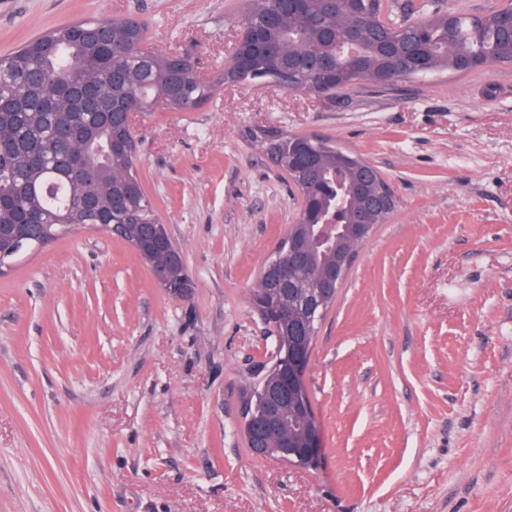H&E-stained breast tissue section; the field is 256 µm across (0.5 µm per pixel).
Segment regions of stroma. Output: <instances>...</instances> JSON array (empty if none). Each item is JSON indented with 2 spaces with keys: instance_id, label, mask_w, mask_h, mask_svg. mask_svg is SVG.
I'll use <instances>...</instances> for the list:
<instances>
[{
  "instance_id": "35a3bbf8",
  "label": "stroma",
  "mask_w": 512,
  "mask_h": 512,
  "mask_svg": "<svg viewBox=\"0 0 512 512\" xmlns=\"http://www.w3.org/2000/svg\"><path fill=\"white\" fill-rule=\"evenodd\" d=\"M242 0H0V56L138 17L201 77ZM321 136L396 206L355 250L306 373L316 466L260 457L244 394L272 339L249 295L297 194L256 131ZM137 170L192 281L169 296L85 227L0 276V512H512V66L326 97L227 84L137 116Z\"/></svg>"
}]
</instances>
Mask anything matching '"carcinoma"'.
Returning <instances> with one entry per match:
<instances>
[{"label": "carcinoma", "mask_w": 512, "mask_h": 512, "mask_svg": "<svg viewBox=\"0 0 512 512\" xmlns=\"http://www.w3.org/2000/svg\"><path fill=\"white\" fill-rule=\"evenodd\" d=\"M243 24L263 34L264 48L241 64L228 61L209 81L179 75L174 55L156 51L142 60L136 46L145 40L144 25L134 18L80 20L55 27L0 56L1 224H31L51 231L60 224H103L117 218L128 236L139 224L157 223L155 211L137 174V142L133 132L103 120L102 113L129 101L142 112L195 109L225 84L269 82L292 73L315 95H331L362 82L374 86L407 77L403 50L418 45L422 67L417 74H458L492 65H512V0L487 12L446 10L430 3H407L403 12L417 20L394 19L375 0H304L301 9L280 17L279 0H243ZM104 25L120 45L108 51L90 48L76 29ZM263 133L272 162L287 176L310 219L334 198L321 187L341 182L350 190L342 219L368 209L382 174L363 183L367 160L348 167L338 162L335 141L309 136ZM49 154H83L91 169L76 187L62 174L63 164L36 160L26 175L19 162L34 149ZM314 253L306 275L316 281L335 265L340 253L353 252L359 241L345 237L334 246H318L303 237ZM302 442L300 420L293 407L281 414L276 444Z\"/></svg>", "instance_id": "1"}]
</instances>
